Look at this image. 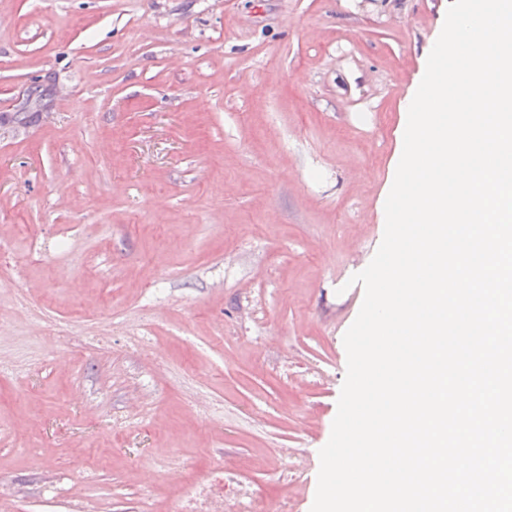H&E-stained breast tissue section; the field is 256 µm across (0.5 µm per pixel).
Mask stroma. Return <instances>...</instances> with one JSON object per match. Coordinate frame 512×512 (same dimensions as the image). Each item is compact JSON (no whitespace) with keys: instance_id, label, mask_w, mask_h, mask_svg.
Wrapping results in <instances>:
<instances>
[{"instance_id":"1","label":"stroma","mask_w":512,"mask_h":512,"mask_svg":"<svg viewBox=\"0 0 512 512\" xmlns=\"http://www.w3.org/2000/svg\"><path fill=\"white\" fill-rule=\"evenodd\" d=\"M449 2L0 0V512H310ZM243 499H248L244 501ZM253 493L244 492L238 501H224V478L217 483L196 486L172 504L170 512H259Z\"/></svg>"}]
</instances>
